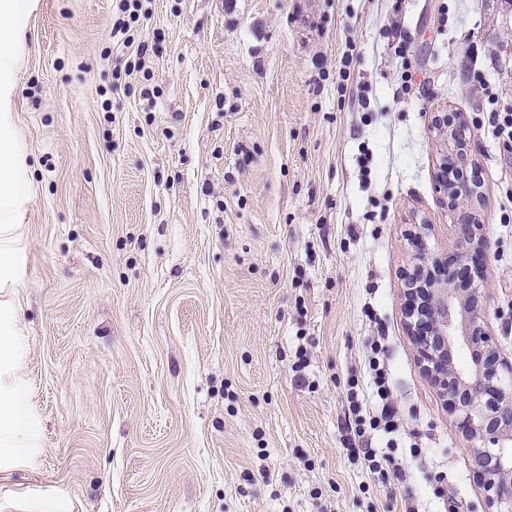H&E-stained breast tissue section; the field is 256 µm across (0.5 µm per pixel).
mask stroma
I'll list each match as a JSON object with an SVG mask.
<instances>
[{"instance_id":"stroma-1","label":"stroma","mask_w":512,"mask_h":512,"mask_svg":"<svg viewBox=\"0 0 512 512\" xmlns=\"http://www.w3.org/2000/svg\"><path fill=\"white\" fill-rule=\"evenodd\" d=\"M149 9L132 75L113 0H38L26 22L15 375L36 435L0 448V512H485L403 288L411 233L456 248L434 128L456 115L485 191L486 316L512 360V153L486 121L512 108V0ZM374 336L403 485L343 450Z\"/></svg>"}]
</instances>
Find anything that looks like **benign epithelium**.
<instances>
[{
  "label": "benign epithelium",
  "instance_id": "7a95c632",
  "mask_svg": "<svg viewBox=\"0 0 512 512\" xmlns=\"http://www.w3.org/2000/svg\"><path fill=\"white\" fill-rule=\"evenodd\" d=\"M448 154L437 179L458 228L459 248L425 256L405 279L406 324L422 372L434 384L474 452L487 512H512V362L501 357L486 320V254L478 208L481 185L462 176L475 166L466 140L444 115ZM463 351L466 365L453 359Z\"/></svg>",
  "mask_w": 512,
  "mask_h": 512
}]
</instances>
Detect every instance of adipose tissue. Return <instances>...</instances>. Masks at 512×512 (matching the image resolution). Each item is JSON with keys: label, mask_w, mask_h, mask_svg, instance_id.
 Listing matches in <instances>:
<instances>
[{"label": "adipose tissue", "mask_w": 512, "mask_h": 512, "mask_svg": "<svg viewBox=\"0 0 512 512\" xmlns=\"http://www.w3.org/2000/svg\"><path fill=\"white\" fill-rule=\"evenodd\" d=\"M34 0H0V374L15 371L20 318L9 296L26 264L20 217L32 200L28 156L22 150L16 112L17 72L26 50V20ZM36 432L20 381L0 389V447H30Z\"/></svg>", "instance_id": "adipose-tissue-1"}]
</instances>
